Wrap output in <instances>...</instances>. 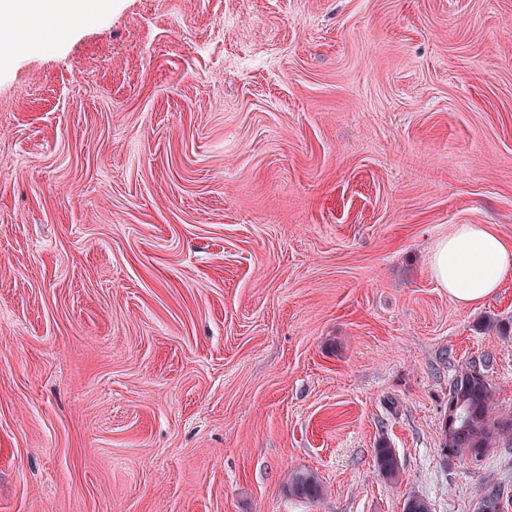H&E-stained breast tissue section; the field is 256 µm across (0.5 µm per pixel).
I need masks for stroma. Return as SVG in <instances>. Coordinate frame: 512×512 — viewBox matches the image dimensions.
<instances>
[{
    "mask_svg": "<svg viewBox=\"0 0 512 512\" xmlns=\"http://www.w3.org/2000/svg\"><path fill=\"white\" fill-rule=\"evenodd\" d=\"M0 61V512H478L512 445V0H109ZM494 329H485L486 321ZM394 448L400 478L373 450ZM326 494L289 497L288 471ZM512 268V243L488 227L459 224L434 254L433 276L461 304L478 303L500 288ZM454 402L456 421L450 430L444 427V448L480 460L500 441L511 439L512 418L493 414V388L476 368L460 370L449 382L448 406ZM375 466L379 474L389 482L399 479V465L393 448L385 444L379 445L373 450Z\"/></svg>",
    "mask_w": 512,
    "mask_h": 512,
    "instance_id": "35a3bbf8",
    "label": "stroma"
}]
</instances>
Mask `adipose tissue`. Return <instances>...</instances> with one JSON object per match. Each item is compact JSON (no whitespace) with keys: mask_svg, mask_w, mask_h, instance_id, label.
I'll return each instance as SVG.
<instances>
[{"mask_svg":"<svg viewBox=\"0 0 512 512\" xmlns=\"http://www.w3.org/2000/svg\"><path fill=\"white\" fill-rule=\"evenodd\" d=\"M105 4L106 0H0V14L22 18L60 41ZM511 270L512 243L480 224L457 225L438 245L432 266L440 286L466 305L493 294Z\"/></svg>","mask_w":512,"mask_h":512,"instance_id":"1","label":"adipose tissue"}]
</instances>
